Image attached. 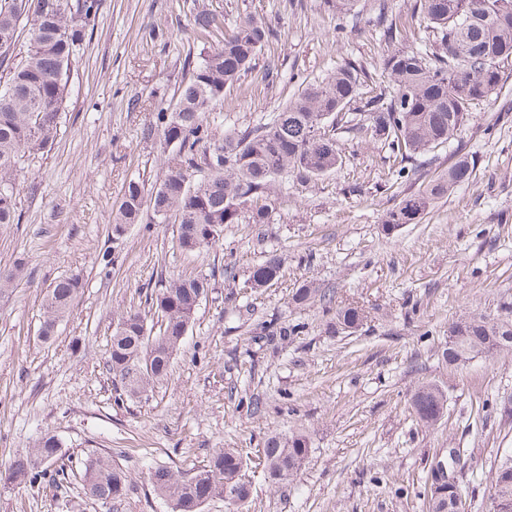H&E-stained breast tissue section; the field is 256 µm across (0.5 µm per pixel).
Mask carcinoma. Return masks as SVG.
<instances>
[{
	"label": "carcinoma",
	"mask_w": 512,
	"mask_h": 512,
	"mask_svg": "<svg viewBox=\"0 0 512 512\" xmlns=\"http://www.w3.org/2000/svg\"><path fill=\"white\" fill-rule=\"evenodd\" d=\"M418 10L438 50L397 49L383 56L384 86L371 95L363 92L365 73L349 61L327 80L307 84L271 121L227 131L222 138L209 130L205 115L253 69L273 30L263 21L249 19L224 34L216 14L197 12L194 30L215 39V47L193 67L173 111L157 112L154 125L147 129L149 136L156 133L164 142L178 144V160L148 197L142 184L128 183L112 217V233L120 235L128 225L139 223L146 197L154 216L171 214L178 219L179 245L186 251L218 241L226 224L269 223L262 197L276 177L288 174L308 181L342 165L338 135L341 122H351L346 117L351 111L360 113L359 121L387 145L399 177L408 171L406 161L413 155L455 139L472 106L496 96L503 81L505 63L512 59V0H419ZM99 11L100 0H0V35L12 36L10 43L0 44V85L11 91L8 97L0 93V188H5L0 192V226L18 222L17 163L24 153L42 152L57 134L70 67ZM201 160L207 173L195 179ZM476 166L474 156H459L447 172L389 209L384 231L417 223L434 200L468 182ZM281 271V258L268 256L253 269L252 287L266 286ZM208 288L204 278L184 277L159 290L152 302L156 329L147 327L139 311L120 315L106 360L118 396L140 397L168 380L198 298L206 296ZM80 290L77 277L50 286L42 304V338L55 335ZM317 300L331 303V297L308 284L292 294L298 305ZM363 320L364 313L355 306L336 312L343 329H356ZM503 349H512L511 321L470 317L448 327L443 358L448 365L459 366ZM444 402L440 389L426 384L416 390L411 405L420 421L434 424ZM309 452L303 435L268 438L264 463L270 479L279 483L294 476ZM246 468L238 449L220 448L193 476L184 478L167 466H157L150 472V483L169 512H204L216 497L238 508L250 497ZM79 476L93 500L110 504L126 496L128 477L110 455H88ZM46 477L59 486L70 479L60 443L49 434L14 460L7 480L31 484ZM492 483L494 501L507 505L501 512H512V462L496 469ZM455 489L450 481L442 497L428 495V512H448Z\"/></svg>",
	"instance_id": "1"
}]
</instances>
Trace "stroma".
Wrapping results in <instances>:
<instances>
[{
  "label": "stroma",
  "mask_w": 512,
  "mask_h": 512,
  "mask_svg": "<svg viewBox=\"0 0 512 512\" xmlns=\"http://www.w3.org/2000/svg\"><path fill=\"white\" fill-rule=\"evenodd\" d=\"M401 36L385 40L378 2ZM222 14L276 33L256 66L209 116L216 136L263 124L306 83L353 61L369 78L393 47L428 41L415 0H101L91 34L71 67L60 129L17 171L19 221L0 228V271H22L0 294V471L45 433L73 464L111 453L127 473L121 504L90 500L80 480L0 481V512H168L149 482L157 465L190 475L219 448L254 453L274 435H305L298 473L271 483L249 467L248 512H426L436 458L461 449L447 467L462 512H492L491 475L512 457V350L448 366V326L473 316L512 320V65L497 99L478 103L451 143L409 161V180L392 183L387 147L367 128L340 135L341 167L301 184L272 183L266 224H228L212 246L183 251L178 226L145 211L120 237L112 211L132 181L157 186L178 154L147 135L159 109L212 44L192 30L195 13ZM478 160L472 180L435 200L419 223L394 234L385 214L404 194L447 170L455 156ZM283 259V277L249 289L254 266ZM206 276L167 383L119 400L104 362L120 313L155 324L151 296L178 277ZM83 288L50 341L39 336L44 296L54 281ZM313 283L324 305L292 304ZM362 308L355 331H336L338 308ZM291 328L265 341L268 323ZM433 384L442 418L415 419L411 398Z\"/></svg>",
  "instance_id": "35a3bbf8"
}]
</instances>
